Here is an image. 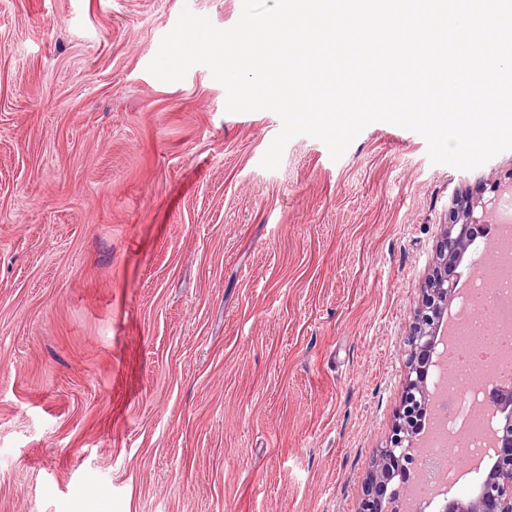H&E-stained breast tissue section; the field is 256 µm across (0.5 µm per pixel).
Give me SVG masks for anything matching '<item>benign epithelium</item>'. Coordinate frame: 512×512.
<instances>
[{
  "label": "benign epithelium",
  "instance_id": "7a95c632",
  "mask_svg": "<svg viewBox=\"0 0 512 512\" xmlns=\"http://www.w3.org/2000/svg\"><path fill=\"white\" fill-rule=\"evenodd\" d=\"M477 204L456 199L449 212L448 225L437 247L431 276L421 286V303L414 312L406 345L409 365L406 394L397 422L386 445L377 455L365 493L381 491L392 478L393 470L405 474L417 463L420 471L431 469L423 448L419 430L422 421L433 411V396L427 390V377L432 365V354L437 336L445 334V314L448 304L460 296L455 288L453 266L463 256L477 236L476 229L485 216L475 215ZM481 412L495 423L492 433L497 438L493 448L492 466L484 475L478 492L471 498L447 497L445 480L437 477V495L444 496L438 512H512V407L506 408L493 401L485 402Z\"/></svg>",
  "mask_w": 512,
  "mask_h": 512
}]
</instances>
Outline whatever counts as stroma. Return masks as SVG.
Returning a JSON list of instances; mask_svg holds the SVG:
<instances>
[{
    "label": "stroma",
    "instance_id": "stroma-1",
    "mask_svg": "<svg viewBox=\"0 0 512 512\" xmlns=\"http://www.w3.org/2000/svg\"><path fill=\"white\" fill-rule=\"evenodd\" d=\"M0 0V512H360L404 340L472 170L375 122L339 160L196 65L147 67L183 10Z\"/></svg>",
    "mask_w": 512,
    "mask_h": 512
}]
</instances>
